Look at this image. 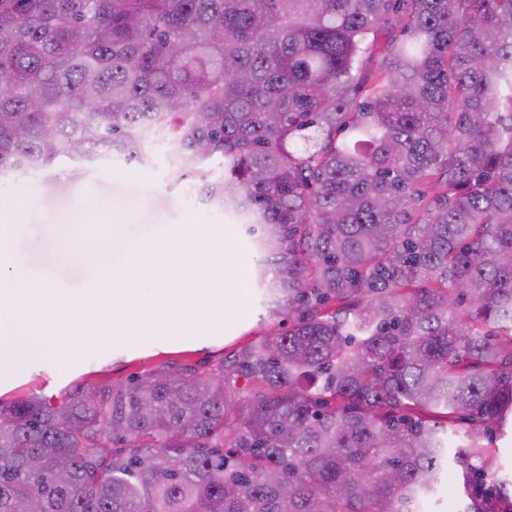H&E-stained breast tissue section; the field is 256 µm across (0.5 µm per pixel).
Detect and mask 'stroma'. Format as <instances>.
<instances>
[{
  "mask_svg": "<svg viewBox=\"0 0 512 512\" xmlns=\"http://www.w3.org/2000/svg\"><path fill=\"white\" fill-rule=\"evenodd\" d=\"M146 149L150 161L144 165L118 158L84 164L59 158L0 181V225L10 241L0 274L86 288L127 245L159 240L195 224L209 225L213 232L207 251L199 255L201 263L220 250L241 271L224 283L223 321L181 338L116 336L107 345L89 347L74 365L57 354L27 363L10 361L9 343L0 339L1 402L37 395L56 404L76 386L126 384L156 370L202 373L219 367L254 334L287 329V322L268 320L261 304L262 291L250 273L262 256L243 225L221 207L188 201L184 188L190 180L181 176L167 149L153 142ZM64 228L81 235L85 260L72 261L56 244L53 233Z\"/></svg>",
  "mask_w": 512,
  "mask_h": 512,
  "instance_id": "obj_1",
  "label": "stroma"
}]
</instances>
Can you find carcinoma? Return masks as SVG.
<instances>
[{"instance_id":"1","label":"carcinoma","mask_w":512,"mask_h":512,"mask_svg":"<svg viewBox=\"0 0 512 512\" xmlns=\"http://www.w3.org/2000/svg\"><path fill=\"white\" fill-rule=\"evenodd\" d=\"M147 136L288 330L0 404V512H512V0H0V174ZM460 479V471L448 468V474L443 476L436 494L438 502L433 504L432 510L448 512V502L455 503V500L458 499Z\"/></svg>"}]
</instances>
